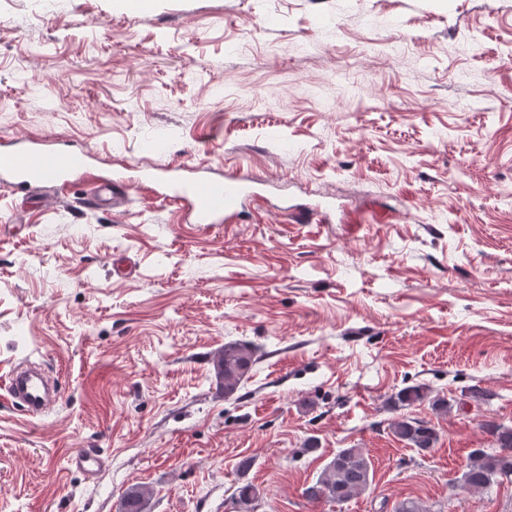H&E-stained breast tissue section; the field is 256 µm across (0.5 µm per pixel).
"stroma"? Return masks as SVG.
<instances>
[{"label": "stroma", "mask_w": 512, "mask_h": 512, "mask_svg": "<svg viewBox=\"0 0 512 512\" xmlns=\"http://www.w3.org/2000/svg\"><path fill=\"white\" fill-rule=\"evenodd\" d=\"M26 139L279 189L206 225L140 191L112 215L81 183L47 212L0 187V377L60 386L37 418L0 398V512H118L134 485L145 512H241L246 457L253 512H512V478L458 488L480 422L512 425V0H0V150ZM325 196L327 224L281 208ZM235 340L260 360L228 399ZM415 385L451 405L406 407L425 454L385 407ZM342 448L371 489L309 502ZM392 433L418 453L435 448L438 442L436 429L429 422L398 415L390 424ZM71 464L82 470L88 477L95 479L103 469V462L94 455L83 450H76L70 456Z\"/></svg>", "instance_id": "obj_1"}]
</instances>
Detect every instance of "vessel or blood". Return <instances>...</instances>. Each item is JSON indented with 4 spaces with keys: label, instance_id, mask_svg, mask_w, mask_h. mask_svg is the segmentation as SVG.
<instances>
[{
    "label": "vessel or blood",
    "instance_id": "vessel-or-blood-1",
    "mask_svg": "<svg viewBox=\"0 0 512 512\" xmlns=\"http://www.w3.org/2000/svg\"><path fill=\"white\" fill-rule=\"evenodd\" d=\"M86 181L87 208L113 214L125 212L131 188L176 204L197 224L234 223L246 203L262 201L266 184L262 179L244 180L227 175H183L175 167H138L128 176H109L90 172L88 164H77L67 153L34 142L0 153V186L22 192L35 207H48L62 196L65 188ZM55 385L45 376L13 367L6 380L11 402L24 407L28 415L46 411ZM71 464L88 477L97 478L101 459L82 450L70 456Z\"/></svg>",
    "mask_w": 512,
    "mask_h": 512
}]
</instances>
